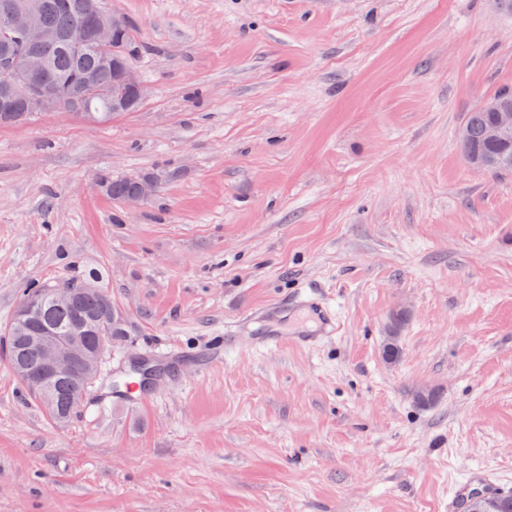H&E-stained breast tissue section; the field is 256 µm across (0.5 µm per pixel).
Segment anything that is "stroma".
<instances>
[{"instance_id":"obj_1","label":"stroma","mask_w":512,"mask_h":512,"mask_svg":"<svg viewBox=\"0 0 512 512\" xmlns=\"http://www.w3.org/2000/svg\"><path fill=\"white\" fill-rule=\"evenodd\" d=\"M103 3L148 95L0 126V328L27 284L91 277L126 331L61 423L0 357V512H448L477 467L512 492V173L459 139L512 88V13ZM153 169L175 177L148 201L104 192ZM302 289L337 334L297 327ZM136 357L172 365L131 411L110 380Z\"/></svg>"}]
</instances>
